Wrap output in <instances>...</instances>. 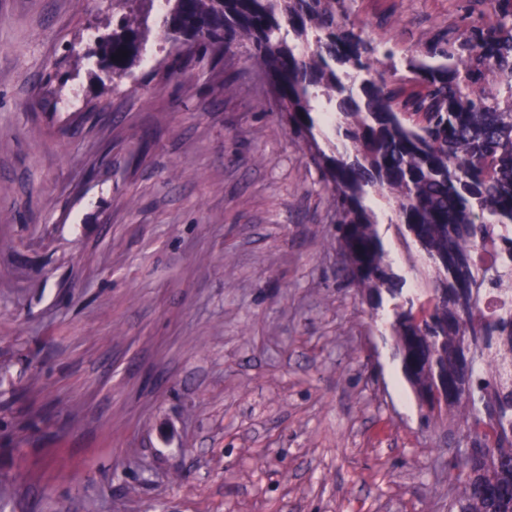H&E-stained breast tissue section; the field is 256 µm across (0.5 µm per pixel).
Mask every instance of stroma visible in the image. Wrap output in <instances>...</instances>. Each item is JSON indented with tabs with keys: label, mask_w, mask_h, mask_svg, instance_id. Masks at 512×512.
<instances>
[{
	"label": "stroma",
	"mask_w": 512,
	"mask_h": 512,
	"mask_svg": "<svg viewBox=\"0 0 512 512\" xmlns=\"http://www.w3.org/2000/svg\"><path fill=\"white\" fill-rule=\"evenodd\" d=\"M120 0H0V512H448L336 256L328 192L247 54L176 55ZM475 0H356L405 54ZM233 83L225 94V83ZM120 1H123L126 11L117 19L116 28L112 29V34L97 37L103 61L112 70V76L124 71L137 51L143 34L140 16L145 6L152 5L154 0ZM122 52H126V57H122Z\"/></svg>",
	"instance_id": "stroma-1"
}]
</instances>
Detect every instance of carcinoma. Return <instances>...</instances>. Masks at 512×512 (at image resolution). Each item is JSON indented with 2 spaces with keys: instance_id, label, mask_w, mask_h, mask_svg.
<instances>
[{
  "instance_id": "carcinoma-1",
  "label": "carcinoma",
  "mask_w": 512,
  "mask_h": 512,
  "mask_svg": "<svg viewBox=\"0 0 512 512\" xmlns=\"http://www.w3.org/2000/svg\"><path fill=\"white\" fill-rule=\"evenodd\" d=\"M182 53L249 52L271 110L306 147L329 192L349 283L389 326L407 381L425 396L448 378V419L478 438L455 473L448 512H512V0L457 33L432 32L402 57L351 21L354 0H164ZM98 37L124 71L153 0H123ZM326 97L342 150L327 154L314 101ZM382 198L427 269L412 293L389 261L369 205Z\"/></svg>"
}]
</instances>
